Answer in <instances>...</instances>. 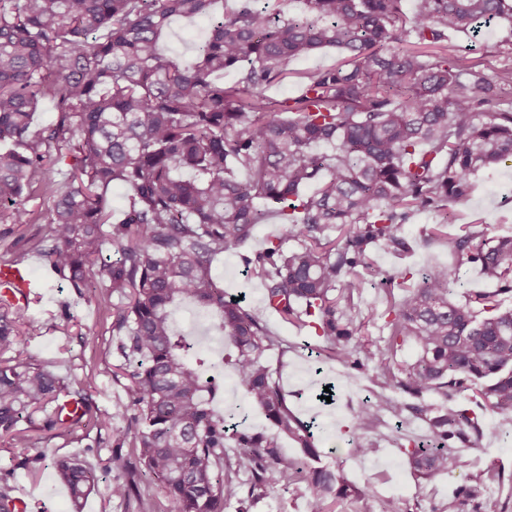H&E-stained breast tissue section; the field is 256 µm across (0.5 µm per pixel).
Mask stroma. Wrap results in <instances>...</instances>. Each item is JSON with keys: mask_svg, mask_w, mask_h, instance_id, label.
Segmentation results:
<instances>
[{"mask_svg": "<svg viewBox=\"0 0 512 512\" xmlns=\"http://www.w3.org/2000/svg\"><path fill=\"white\" fill-rule=\"evenodd\" d=\"M208 23L173 18L162 42L163 53L183 64L196 59L194 44L204 38ZM506 31L502 25L485 28L478 39L457 36L460 50L470 58L479 75L491 78L499 70L512 67V57L501 53L500 42ZM464 210L489 224L493 234L512 235V168L500 166L478 178L476 192L464 203ZM377 265L394 271L399 264L410 266L421 276L438 265L450 264L447 251L436 244L419 248L406 261L381 250ZM32 275L46 278L43 297L29 304L31 323L22 336L19 350L23 356L44 362L65 377L70 389L89 392L100 409L116 412L127 399L121 386L112 381V368L121 364L117 341L110 332V317L96 304L86 302L68 283L50 271L35 254L22 263ZM214 276L227 296L242 298L245 305L265 320L269 328L288 343L286 352L271 351L269 360L277 369L280 382L288 395L290 408L303 419H314L318 425L316 444L323 463L342 466L352 485L373 484L377 490L403 500L408 512H427L430 503L447 501L452 489L468 482L477 469L492 464L503 465L512 472V427L498 428L495 436L481 447L457 444L444 478L417 492V479L406 463V457L393 445L395 422L385 418L379 433L371 440L378 452L373 456L354 453L358 435L352 427V414L369 395L372 386L366 375L343 367L327 358L320 338L309 331H297L279 322L265 308L264 288L249 276L239 256L224 253L213 265ZM336 389L335 403L320 402L317 394L323 384ZM110 432L97 428H79L74 433L49 435L37 448H14L0 438V473L11 474L15 494L27 497L33 512H73L66 489L58 482L50 465L52 458L79 455L93 468L106 469L107 483L124 480L126 472L113 467L115 455H128V448L116 449L110 444ZM43 454L46 465L37 475H27L15 466L16 461ZM308 512L304 490L292 484L265 495L242 487L239 499L224 506V512Z\"/></svg>", "mask_w": 512, "mask_h": 512, "instance_id": "35a3bbf8", "label": "stroma"}]
</instances>
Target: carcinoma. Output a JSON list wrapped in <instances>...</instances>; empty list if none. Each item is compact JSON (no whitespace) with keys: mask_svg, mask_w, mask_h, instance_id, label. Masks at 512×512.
<instances>
[{"mask_svg":"<svg viewBox=\"0 0 512 512\" xmlns=\"http://www.w3.org/2000/svg\"><path fill=\"white\" fill-rule=\"evenodd\" d=\"M0 0V224H45L26 238L13 263L41 255L87 301L112 316L124 363L125 426L112 425L91 395L70 390L47 365L13 356L28 307L0 299V437L16 448L44 435L104 427L117 447L132 448L127 481L108 497L144 506L139 476L155 481L173 512H224L239 496V475L263 493L297 482L309 512H345L347 499L376 498L378 512H405L395 496L353 488L344 472L320 462L310 425L288 406L267 352H285L259 316L226 297L212 274L215 257L241 255L265 286L266 307L311 328L338 362L370 374L372 398L353 429L378 428L380 414L412 409L434 447L405 438L418 489L448 472L453 443L479 446L496 430L489 414L512 424V236L459 223L479 174L512 161V68L478 77L450 39L478 35L503 20L508 0H279L270 14L258 0ZM174 16L209 19L184 66L159 48ZM324 49L342 60L305 75L303 93L273 101L266 89L291 75L288 65ZM235 70L233 87L214 80ZM56 101V118L32 129L39 101ZM68 162V177H51ZM244 171L247 178L238 173ZM127 190L123 218L107 191ZM41 191L50 205L28 208ZM438 220L423 240L400 234L416 215ZM287 225L250 257L241 253L269 217ZM448 247L453 268L419 282L407 270L384 276L383 343L363 338L358 301L365 276L378 272L374 251L411 253L420 242ZM294 242L288 247L287 242ZM116 255L103 260L104 249ZM480 268L494 287L452 298L456 272ZM190 299L217 313L215 335L230 359L248 407L270 433L228 431L214 404L220 378L175 331L171 314ZM414 361L400 359L407 345ZM420 401L409 407L393 396ZM428 396L442 400L424 406ZM79 408L60 414L63 398ZM294 441L299 454L281 448ZM74 509L98 487L97 471L78 455L51 462ZM509 485L487 467L458 488L446 509L482 512L490 486ZM0 512H16L10 475L0 476Z\"/></svg>","mask_w":512,"mask_h":512,"instance_id":"carcinoma-1","label":"carcinoma"}]
</instances>
